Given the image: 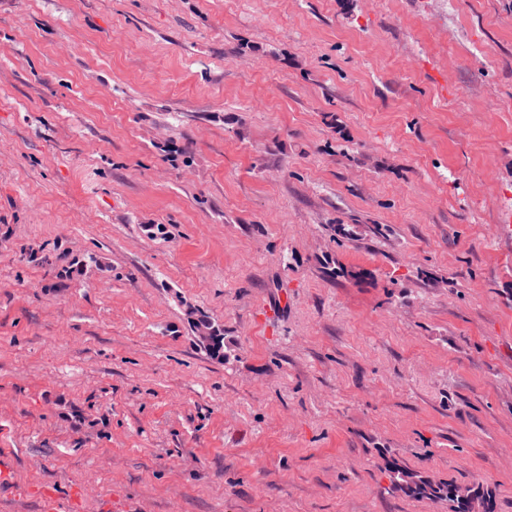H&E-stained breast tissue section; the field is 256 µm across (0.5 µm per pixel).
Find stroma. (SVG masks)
Here are the masks:
<instances>
[{
    "label": "stroma",
    "mask_w": 512,
    "mask_h": 512,
    "mask_svg": "<svg viewBox=\"0 0 512 512\" xmlns=\"http://www.w3.org/2000/svg\"><path fill=\"white\" fill-rule=\"evenodd\" d=\"M394 461L512 512V0H0V512Z\"/></svg>",
    "instance_id": "obj_1"
}]
</instances>
